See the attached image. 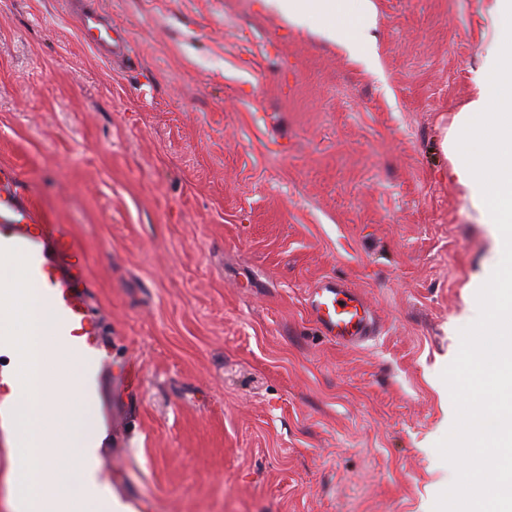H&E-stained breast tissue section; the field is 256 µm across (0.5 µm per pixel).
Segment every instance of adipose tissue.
I'll use <instances>...</instances> for the list:
<instances>
[{
  "label": "adipose tissue",
  "mask_w": 512,
  "mask_h": 512,
  "mask_svg": "<svg viewBox=\"0 0 512 512\" xmlns=\"http://www.w3.org/2000/svg\"><path fill=\"white\" fill-rule=\"evenodd\" d=\"M269 10L296 27L319 34L351 57L362 58L374 18L372 0H264ZM354 12L359 30L344 23ZM492 37L483 43L472 77L474 95L458 113L446 136L452 173L467 193L482 224L512 237V0H491Z\"/></svg>",
  "instance_id": "obj_1"
}]
</instances>
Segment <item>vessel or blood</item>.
Here are the masks:
<instances>
[{
    "mask_svg": "<svg viewBox=\"0 0 512 512\" xmlns=\"http://www.w3.org/2000/svg\"><path fill=\"white\" fill-rule=\"evenodd\" d=\"M78 31L101 57L130 58L133 45L93 4L76 10ZM0 247H16L28 257L31 279L49 288L58 312L57 335L72 351L100 345V329L90 316L91 281L83 249L67 224H49L21 184L18 171L0 164ZM310 314L326 336L340 344L364 342L371 320L363 298L343 281L327 277L310 289Z\"/></svg>",
    "mask_w": 512,
    "mask_h": 512,
    "instance_id": "obj_1",
    "label": "vessel or blood"
}]
</instances>
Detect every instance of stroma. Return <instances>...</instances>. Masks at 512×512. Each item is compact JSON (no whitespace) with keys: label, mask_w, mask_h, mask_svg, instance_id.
Masks as SVG:
<instances>
[{"label":"stroma","mask_w":512,"mask_h":512,"mask_svg":"<svg viewBox=\"0 0 512 512\" xmlns=\"http://www.w3.org/2000/svg\"><path fill=\"white\" fill-rule=\"evenodd\" d=\"M95 2L124 63L66 0H0V164L71 225L140 373L102 478L141 512H433L456 478L441 374L504 247L442 149L489 0H373L370 67L258 0ZM326 276L370 340L312 322ZM75 18L83 40L101 57L115 62L129 59L133 54L134 46L120 30L112 27V21L95 4L77 9ZM310 314L325 336L354 345L371 335V320L363 298L343 281L326 277L309 290Z\"/></svg>","instance_id":"1"}]
</instances>
